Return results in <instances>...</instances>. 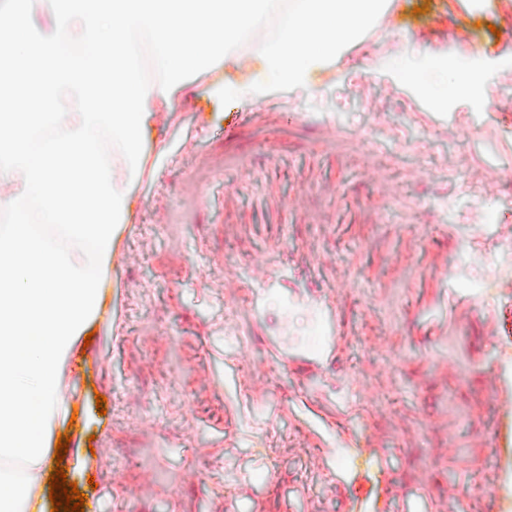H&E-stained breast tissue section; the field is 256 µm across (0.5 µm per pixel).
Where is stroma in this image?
Listing matches in <instances>:
<instances>
[{"label": "stroma", "instance_id": "obj_1", "mask_svg": "<svg viewBox=\"0 0 512 512\" xmlns=\"http://www.w3.org/2000/svg\"><path fill=\"white\" fill-rule=\"evenodd\" d=\"M382 3L306 79L159 113L45 440L97 512H512V0Z\"/></svg>", "mask_w": 512, "mask_h": 512}]
</instances>
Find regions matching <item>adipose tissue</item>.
I'll return each mask as SVG.
<instances>
[{"mask_svg": "<svg viewBox=\"0 0 512 512\" xmlns=\"http://www.w3.org/2000/svg\"><path fill=\"white\" fill-rule=\"evenodd\" d=\"M380 0H46L48 31L32 13L0 16L18 69L37 91L0 113V209L36 203V224L62 226L60 248L18 218L0 248V459L44 466L48 418L58 403L54 369L71 350L102 290L87 275L106 264L132 212L131 179L154 123L213 55L220 75L245 69L285 82L366 25ZM149 39L159 84L134 62ZM83 43L68 54L66 42Z\"/></svg>", "mask_w": 512, "mask_h": 512, "instance_id": "1", "label": "adipose tissue"}]
</instances>
